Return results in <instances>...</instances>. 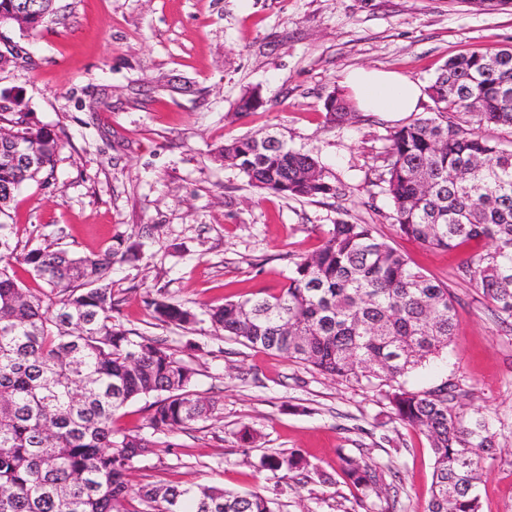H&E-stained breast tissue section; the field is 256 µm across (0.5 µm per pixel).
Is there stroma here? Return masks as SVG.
I'll return each mask as SVG.
<instances>
[{
	"mask_svg": "<svg viewBox=\"0 0 512 512\" xmlns=\"http://www.w3.org/2000/svg\"><path fill=\"white\" fill-rule=\"evenodd\" d=\"M31 61L0 70V93L19 97L61 135L45 182L15 197L19 248L52 245L85 256L139 239L138 260L115 264V317L163 340L198 372L217 417L158 435L154 455L130 472L132 488L208 483L255 491L275 512H424L434 459L426 437L389 420L375 388L334 381L259 348L214 336L208 322L156 325L147 295L203 312L283 288L296 256L317 251L331 225L374 224L411 265L446 285L459 325L440 359L411 374L421 390L461 380L466 413L480 412L499 447L478 463L481 512H512V328L502 324L457 265L487 249L472 241L432 250L401 235L379 184L389 130L406 113L326 120L324 102L345 71L391 70L427 86L463 52L512 46V5L467 0H56L45 26L0 32ZM264 104L241 116L239 98ZM277 132L316 158L347 197L286 199L251 188L215 160L225 141ZM253 442L241 438L243 427ZM383 471L378 494L360 497L338 469V449ZM296 452L306 470L257 472L261 456Z\"/></svg>",
	"mask_w": 512,
	"mask_h": 512,
	"instance_id": "1",
	"label": "stroma"
}]
</instances>
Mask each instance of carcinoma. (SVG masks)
Instances as JSON below:
<instances>
[{
    "label": "carcinoma",
    "instance_id": "1",
    "mask_svg": "<svg viewBox=\"0 0 512 512\" xmlns=\"http://www.w3.org/2000/svg\"><path fill=\"white\" fill-rule=\"evenodd\" d=\"M55 13V0H0V26L34 30ZM434 104L389 132L380 175L399 232L435 249L477 240L491 248L458 266L512 326V148L489 134L512 131V48L461 53L446 60L425 88ZM263 104L255 91L237 113ZM341 95L325 117L350 115ZM0 512H274L257 492L207 484H146L127 475L155 454L154 436L192 429L214 417L216 401L195 390V370L176 351L116 323L112 265L138 259L141 243L119 242L81 256L50 245L17 253L9 204L29 182L54 168L60 136L16 98L0 96ZM217 159L248 184L289 199L344 197L319 161L288 148L276 134L224 143ZM16 263L46 289L21 287ZM151 317L190 330L197 314L152 297ZM215 333L308 365L345 382L378 380L389 417L425 435L434 457L425 512H480L478 458L496 447L480 414L465 419L462 384L445 379L413 390L406 377L442 356L457 329L448 287L408 260L373 224H334L322 247L293 262L279 294L227 300L207 309ZM157 396L150 435L113 428L127 403ZM340 472L362 493L376 490L377 467L339 452ZM260 467L306 469L299 454L265 455Z\"/></svg>",
    "mask_w": 512,
    "mask_h": 512
}]
</instances>
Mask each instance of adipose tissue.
<instances>
[{
	"instance_id": "1",
	"label": "adipose tissue",
	"mask_w": 512,
	"mask_h": 512,
	"mask_svg": "<svg viewBox=\"0 0 512 512\" xmlns=\"http://www.w3.org/2000/svg\"><path fill=\"white\" fill-rule=\"evenodd\" d=\"M346 98L367 114L413 113L418 109L422 89L405 75L376 68H357L341 80Z\"/></svg>"
}]
</instances>
